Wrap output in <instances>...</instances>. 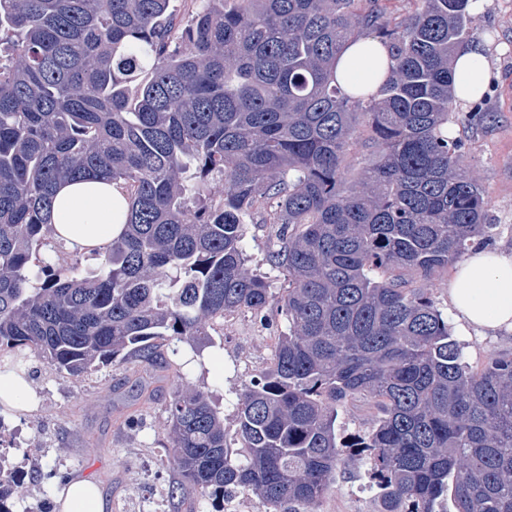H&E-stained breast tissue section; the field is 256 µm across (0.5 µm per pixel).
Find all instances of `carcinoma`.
Returning <instances> with one entry per match:
<instances>
[{"mask_svg":"<svg viewBox=\"0 0 512 512\" xmlns=\"http://www.w3.org/2000/svg\"><path fill=\"white\" fill-rule=\"evenodd\" d=\"M0 0V351L81 376L158 341L199 342L235 312L281 316L273 366L240 394L232 449L200 390L168 407L170 460L201 497L250 491L317 512L346 458L369 463L382 512H512V357L464 360L427 284L495 225L448 136L470 0ZM372 36L391 66L373 93L336 80ZM363 126L367 164L346 187ZM100 178L128 200L96 270L64 264L58 185ZM275 206L272 293L246 268L245 217ZM374 410L340 436L337 408ZM16 467L0 451V512Z\"/></svg>","mask_w":512,"mask_h":512,"instance_id":"1","label":"carcinoma"}]
</instances>
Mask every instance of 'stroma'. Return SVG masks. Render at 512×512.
<instances>
[{"label": "stroma", "instance_id": "obj_1", "mask_svg": "<svg viewBox=\"0 0 512 512\" xmlns=\"http://www.w3.org/2000/svg\"><path fill=\"white\" fill-rule=\"evenodd\" d=\"M471 44L481 46L487 64L489 120L474 124L470 102L455 103L449 130L466 141L470 174L485 192L489 215L496 225L492 247L512 251V0H487L477 10L470 30ZM272 224H248L243 249L250 269L266 273L271 288L281 292L283 275L270 270L266 256L275 241ZM454 337L464 346L471 365L488 357L512 354V334L477 336L454 325ZM276 328L249 313H234L211 324L199 343L201 357L183 382L204 392L224 420L227 434L237 425L239 395L245 384L270 367L277 342ZM165 364L149 367L131 358L101 365L91 374L74 377L55 370L42 357L29 354V375L40 398L27 412L5 410L0 420V449L20 465V486L14 512H54V496L74 476L91 478L101 491L107 512H265L253 493L227 498H170L180 482L170 464L166 407L180 384L175 372L190 354L188 343L164 340ZM153 382L148 397L131 394L137 377ZM378 491L372 487L365 461L337 469L318 512H380Z\"/></svg>", "mask_w": 512, "mask_h": 512}]
</instances>
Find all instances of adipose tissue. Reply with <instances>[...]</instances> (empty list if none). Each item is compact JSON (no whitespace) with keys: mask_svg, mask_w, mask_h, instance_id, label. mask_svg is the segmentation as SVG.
<instances>
[{"mask_svg":"<svg viewBox=\"0 0 512 512\" xmlns=\"http://www.w3.org/2000/svg\"><path fill=\"white\" fill-rule=\"evenodd\" d=\"M389 49L378 39L363 37L350 44L336 63V79L347 91L374 84L389 64ZM457 99L478 96L487 72L479 47L457 54L454 61ZM128 204L116 185L94 179L61 184L52 206V227L58 240L84 255L104 252L125 230ZM448 300L464 327L484 336L512 333V252L480 248L455 268ZM56 512H106L99 488L76 478L55 499Z\"/></svg>","mask_w":512,"mask_h":512,"instance_id":"1","label":"adipose tissue"}]
</instances>
